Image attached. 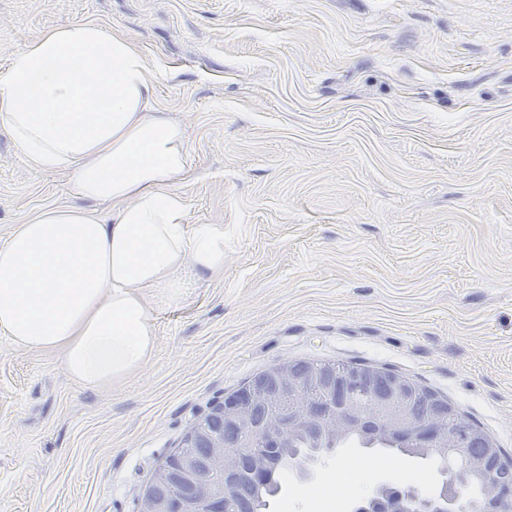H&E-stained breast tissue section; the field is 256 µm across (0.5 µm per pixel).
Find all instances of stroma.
I'll use <instances>...</instances> for the list:
<instances>
[{
	"label": "stroma",
	"mask_w": 512,
	"mask_h": 512,
	"mask_svg": "<svg viewBox=\"0 0 512 512\" xmlns=\"http://www.w3.org/2000/svg\"><path fill=\"white\" fill-rule=\"evenodd\" d=\"M77 19L159 69L184 221L223 225L224 273L157 313L152 359L114 387L0 336V512H139L192 424L287 360L404 375L512 460V0H0V73ZM71 206L118 209L0 134V239ZM395 457L365 481L337 466ZM441 479L437 456L352 440L282 469L269 512H353L380 483Z\"/></svg>",
	"instance_id": "obj_1"
}]
</instances>
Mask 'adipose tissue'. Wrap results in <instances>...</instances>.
<instances>
[{
	"mask_svg": "<svg viewBox=\"0 0 512 512\" xmlns=\"http://www.w3.org/2000/svg\"><path fill=\"white\" fill-rule=\"evenodd\" d=\"M158 73L126 35L94 21L50 29L0 73V132L78 196L119 203L111 221L41 211L0 240V334L63 350L76 384L126 380L151 359L155 313L194 278L224 272V227L187 224L174 187L188 163L182 129L154 112Z\"/></svg>",
	"mask_w": 512,
	"mask_h": 512,
	"instance_id": "1",
	"label": "adipose tissue"
}]
</instances>
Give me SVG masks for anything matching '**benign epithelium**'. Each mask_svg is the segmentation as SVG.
<instances>
[{
  "mask_svg": "<svg viewBox=\"0 0 512 512\" xmlns=\"http://www.w3.org/2000/svg\"><path fill=\"white\" fill-rule=\"evenodd\" d=\"M318 374L302 379L280 365L269 374L256 379L251 387L265 395L273 390L274 403L285 412L267 416L268 426L259 431L255 440L245 448H236L224 442V426L238 431L250 422L247 406L219 403L213 414L219 424L209 429L203 423L195 424L186 440L199 441L201 447L211 449L210 464L195 471L192 482L185 480L189 461L171 457L163 466L175 489L166 499H157L153 493L145 494L143 512H224V503L234 501L237 484L238 457L247 453L254 461L252 475L259 478L279 441L295 425L308 419V409L322 405L328 407L327 423L335 429H345L368 416L380 423L382 432L403 437L420 451L444 458L459 455V469H448L437 490L423 494L416 488L400 493L393 504L397 512H462L461 489L472 477H490L485 512H507L512 508V462L504 460L492 438L467 426L465 419L440 410L424 424L409 426L408 418L394 413L381 417L376 407L392 401L400 407L407 405L410 387L386 371L376 368H350L339 370L336 386L318 387Z\"/></svg>",
  "mask_w": 512,
  "mask_h": 512,
  "instance_id": "7a95c632",
  "label": "benign epithelium"
}]
</instances>
